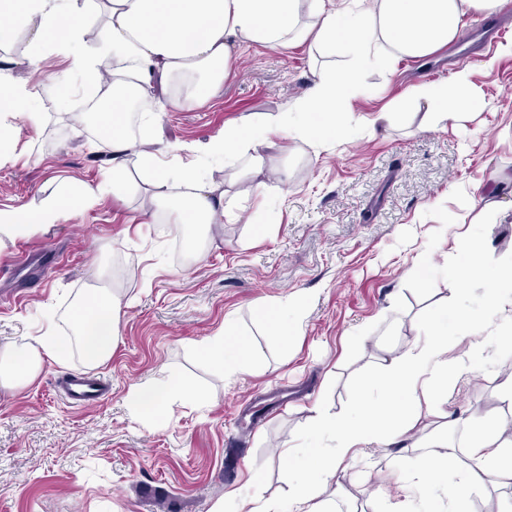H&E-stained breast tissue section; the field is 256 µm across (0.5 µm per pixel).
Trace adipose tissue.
I'll list each match as a JSON object with an SVG mask.
<instances>
[{
	"label": "adipose tissue",
	"mask_w": 512,
	"mask_h": 512,
	"mask_svg": "<svg viewBox=\"0 0 512 512\" xmlns=\"http://www.w3.org/2000/svg\"><path fill=\"white\" fill-rule=\"evenodd\" d=\"M108 21L94 41H87L84 18L97 0H0V43L18 31L30 36L29 65L42 63L41 46L53 40L59 54L73 57L84 79L100 85L98 62L111 57L113 87H131L138 99L166 97L170 107H182L171 97L170 83L192 78V98L215 93L231 72L236 44L250 42L285 48L308 43L310 54L329 57V64L314 66L312 86L294 99L286 111L255 120L245 115L202 150L213 159L235 167L240 175L258 176L278 139L302 141L319 148L340 129L345 102L365 93L362 74L370 69L389 70L401 57L420 59L454 42L466 16L491 14L501 0H109ZM415 100L429 108L431 124L459 123L472 112L478 98L465 72L451 75L443 84L414 86ZM0 112L19 115L38 124L41 117L35 89L0 78ZM112 144L113 192H120L121 174L131 157H138L145 182L157 189L152 205H165L166 221L189 230L210 224L224 206V192L195 163L170 170L157 166L149 150H137L129 130L128 103L113 96L112 106L98 114ZM99 191L88 185L70 186L21 207L0 211V246L28 237L58 222L75 208L89 209ZM487 244L462 239L448 266L454 282L486 287L488 311L512 309V260L489 263ZM120 301L111 293H91L70 316L72 335H49L35 342L7 348L0 355V387L11 388L32 379L45 359L64 357L78 348L84 361L100 365L112 355L117 334ZM477 314L466 306L437 307L425 319L421 338L376 363L362 380L357 396L344 413L332 412L323 402L311 407L310 435L327 439V454L313 455L300 468L289 469L288 503L244 501L225 494L219 512H326L323 494L336 480L344 458L376 445L398 446L417 435L422 419H440L444 432L433 438L426 468L405 471V484L415 496L383 500L380 512H413L414 498H428L433 479L444 481L449 497L459 500L480 491L490 475L492 461L512 456V438L504 437L499 423L472 433L467 441L468 463L457 460L450 435L458 420L443 406L453 386L484 356L487 344L471 342L452 352L449 333L471 332ZM201 355L220 366L226 379L239 376L252 362V348L239 334L234 315H227L222 333L208 337ZM136 410L147 417H166L173 403L189 401L194 390L181 376L136 385L132 390Z\"/></svg>",
	"instance_id": "1"
}]
</instances>
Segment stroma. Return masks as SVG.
<instances>
[{"instance_id":"1","label":"stroma","mask_w":512,"mask_h":512,"mask_svg":"<svg viewBox=\"0 0 512 512\" xmlns=\"http://www.w3.org/2000/svg\"><path fill=\"white\" fill-rule=\"evenodd\" d=\"M497 14L470 15L455 42L391 72L364 76L365 94L349 99L342 131L318 150L301 147L268 190L235 181L220 161L205 163L224 185L227 214L198 236L204 253L188 266L178 239L148 218L150 204L137 160L121 195L104 189L98 205L0 249V348L46 334L70 336L74 306L96 289L121 301L111 358L88 367L78 349L48 360L27 384L0 388V512H212L225 494L247 497L253 476L264 497L287 499L282 449L303 458L325 447L305 433L309 408L334 410L353 401L359 375L389 351L422 335L429 309L455 302L444 269L463 236L490 237L491 260L512 257V223L480 224L485 202L502 199L512 180V28L493 35L462 67L479 105L456 126L426 129L424 104L410 88L448 77L449 58ZM27 35L0 46V68L35 87L43 120L23 125L0 156V210L39 201L61 181L97 185L112 169V146L86 110L97 93L70 57L52 56L42 71L25 62ZM312 60L306 47H238L233 70L215 94L158 115L160 132L137 126L143 140L161 135L167 168L199 160L209 139L249 114L287 109L307 93ZM69 87L58 100V78ZM395 107L392 122L376 123ZM303 299L299 331L289 345L270 335L259 308L290 296ZM235 314L256 357L234 380L202 358L199 345ZM478 338L489 355L458 383L445 406L470 424L452 435L463 445L489 414L504 415L498 383L512 372V319L484 324ZM172 369L200 397L178 402L153 421L130 402L134 385ZM93 371L111 390L77 406L64 380ZM426 451L368 448L346 459L341 496L331 512H373L378 495L395 498L400 468L423 463ZM512 503V462H502L484 491L462 512Z\"/></svg>"}]
</instances>
